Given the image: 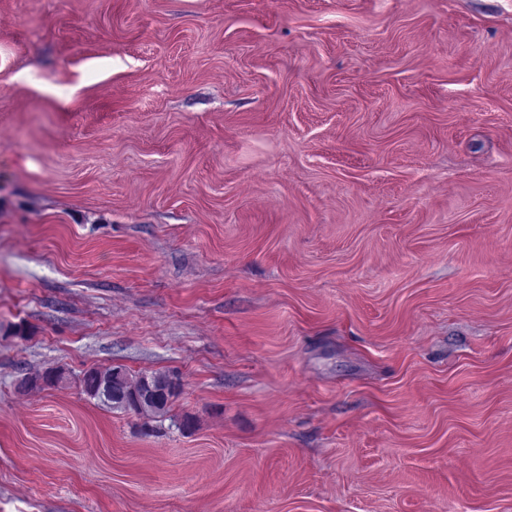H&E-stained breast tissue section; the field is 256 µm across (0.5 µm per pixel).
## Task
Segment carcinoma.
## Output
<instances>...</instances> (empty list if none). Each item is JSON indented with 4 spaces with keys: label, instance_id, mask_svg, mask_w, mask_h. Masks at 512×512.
<instances>
[{
    "label": "carcinoma",
    "instance_id": "obj_1",
    "mask_svg": "<svg viewBox=\"0 0 512 512\" xmlns=\"http://www.w3.org/2000/svg\"><path fill=\"white\" fill-rule=\"evenodd\" d=\"M82 384L84 392L102 403L146 418H163L179 395L180 378L173 372L133 375L123 366L93 368Z\"/></svg>",
    "mask_w": 512,
    "mask_h": 512
}]
</instances>
